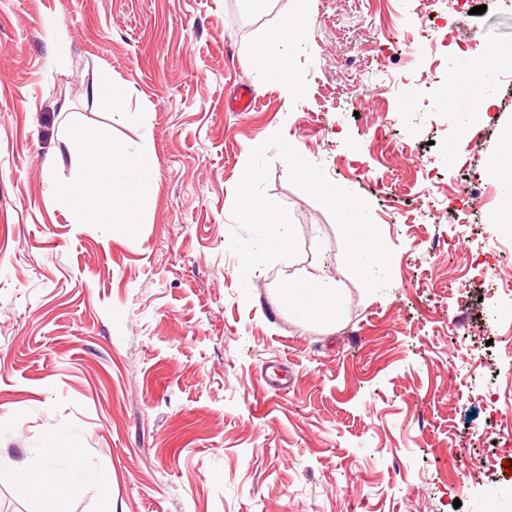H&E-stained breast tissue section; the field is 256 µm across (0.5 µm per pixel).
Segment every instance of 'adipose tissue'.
<instances>
[{
  "mask_svg": "<svg viewBox=\"0 0 512 512\" xmlns=\"http://www.w3.org/2000/svg\"><path fill=\"white\" fill-rule=\"evenodd\" d=\"M511 60L495 48L478 61L468 57L458 59L454 64L455 70L481 73L483 88L479 97L457 100L453 105L454 112L465 117L493 104L497 96L495 73ZM66 149L68 153L81 154L84 162L74 179L60 188L59 193L65 199L81 204L91 203L98 183L104 179L124 187L125 195L120 206L125 210H133L141 200L148 198L156 170L147 145L133 147L123 142L107 141L89 148L70 140ZM282 294L298 319L335 323L340 308L335 284L317 278L291 280L283 286ZM21 477L26 483L50 488L52 496L57 499L80 491L94 480L92 473L72 461H59L49 468H30L23 471Z\"/></svg>",
  "mask_w": 512,
  "mask_h": 512,
  "instance_id": "adipose-tissue-1",
  "label": "adipose tissue"
}]
</instances>
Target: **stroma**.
<instances>
[{"instance_id":"obj_1","label":"stroma","mask_w":512,"mask_h":512,"mask_svg":"<svg viewBox=\"0 0 512 512\" xmlns=\"http://www.w3.org/2000/svg\"><path fill=\"white\" fill-rule=\"evenodd\" d=\"M430 2L308 0L286 52L291 0L249 19L236 0H0V512H43L18 471L65 442L98 480L60 512H492L496 492L512 512V296L500 319L488 301L512 267L490 154L512 137V65L475 139L431 65ZM439 6L449 59L512 45L507 0ZM260 46L299 90L256 81ZM241 84L255 109L226 111ZM116 111L143 115L152 192L130 219L104 185L76 223L58 194L73 163L46 160L70 138L138 145ZM278 131L369 202L384 292L350 275L274 147L266 192L300 253L241 278L234 189ZM312 276L343 289L336 327L279 300Z\"/></svg>"}]
</instances>
